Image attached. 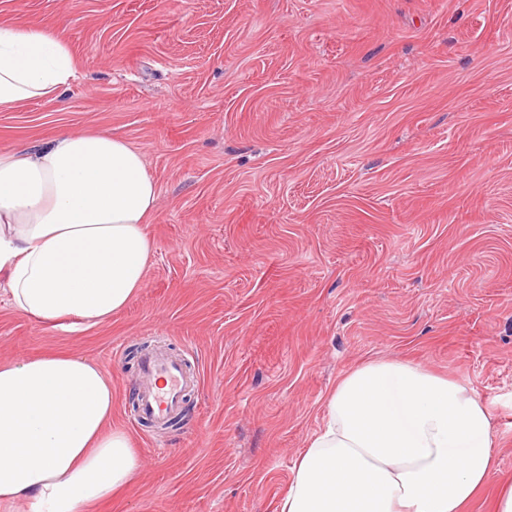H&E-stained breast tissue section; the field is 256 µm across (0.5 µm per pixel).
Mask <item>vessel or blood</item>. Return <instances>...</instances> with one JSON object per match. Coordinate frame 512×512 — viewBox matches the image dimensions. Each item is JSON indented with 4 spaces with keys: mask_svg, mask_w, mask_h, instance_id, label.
I'll return each mask as SVG.
<instances>
[{
    "mask_svg": "<svg viewBox=\"0 0 512 512\" xmlns=\"http://www.w3.org/2000/svg\"><path fill=\"white\" fill-rule=\"evenodd\" d=\"M139 371L145 384L138 391L137 412L141 419L163 427L182 412L190 379L182 358L144 351Z\"/></svg>",
    "mask_w": 512,
    "mask_h": 512,
    "instance_id": "1",
    "label": "vessel or blood"
}]
</instances>
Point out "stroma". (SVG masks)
Segmentation results:
<instances>
[{
    "label": "stroma",
    "mask_w": 512,
    "mask_h": 512,
    "mask_svg": "<svg viewBox=\"0 0 512 512\" xmlns=\"http://www.w3.org/2000/svg\"><path fill=\"white\" fill-rule=\"evenodd\" d=\"M0 22L78 67L0 111V143L110 133L159 188L145 285L107 322L45 328L0 285V360L112 376L141 466L97 512H278L339 378L389 359L491 402L490 512L512 481V0H0ZM143 344L198 379L178 426L135 417Z\"/></svg>",
    "instance_id": "stroma-1"
}]
</instances>
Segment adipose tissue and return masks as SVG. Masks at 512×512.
<instances>
[{"mask_svg":"<svg viewBox=\"0 0 512 512\" xmlns=\"http://www.w3.org/2000/svg\"><path fill=\"white\" fill-rule=\"evenodd\" d=\"M76 72L44 27L0 23V111L60 99ZM157 201L141 151L106 133L0 149V280L13 307L52 328L126 308L145 284ZM495 465L478 395L376 360L337 382L279 512H468ZM138 469L99 364L57 352L0 360V512H95Z\"/></svg>","mask_w":512,"mask_h":512,"instance_id":"adipose-tissue-1","label":"adipose tissue"}]
</instances>
